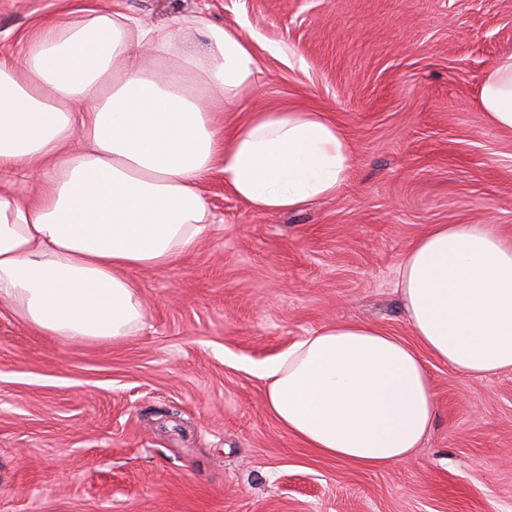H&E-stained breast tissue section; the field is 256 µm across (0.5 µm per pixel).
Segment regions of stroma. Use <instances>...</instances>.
Returning <instances> with one entry per match:
<instances>
[{
	"mask_svg": "<svg viewBox=\"0 0 512 512\" xmlns=\"http://www.w3.org/2000/svg\"><path fill=\"white\" fill-rule=\"evenodd\" d=\"M79 8L240 29L255 91L227 122L328 113L352 170L335 197L280 214L213 170L199 249L130 271L145 311L130 336L70 341L1 302L0 512H512V371L464 376L426 357L434 426L384 469L287 435L253 372L336 322L412 341L399 265L432 225L512 238V136L478 104L512 53V0H0V53Z\"/></svg>",
	"mask_w": 512,
	"mask_h": 512,
	"instance_id": "stroma-1",
	"label": "stroma"
}]
</instances>
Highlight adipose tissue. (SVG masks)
<instances>
[{
  "instance_id": "adipose-tissue-1",
  "label": "adipose tissue",
  "mask_w": 512,
  "mask_h": 512,
  "mask_svg": "<svg viewBox=\"0 0 512 512\" xmlns=\"http://www.w3.org/2000/svg\"><path fill=\"white\" fill-rule=\"evenodd\" d=\"M188 20L147 25L88 10L40 23L0 58V301L68 340L118 339L141 322L128 273L195 252L213 223L200 185L221 168L253 209L336 196L352 149L326 113L224 115L255 85L241 32ZM480 107L512 133V53L486 72ZM398 288L414 343L365 322L314 330L256 366L281 428L318 455L381 469L409 458L438 414L423 360L484 376L512 370V240L491 224H438L405 254Z\"/></svg>"
}]
</instances>
